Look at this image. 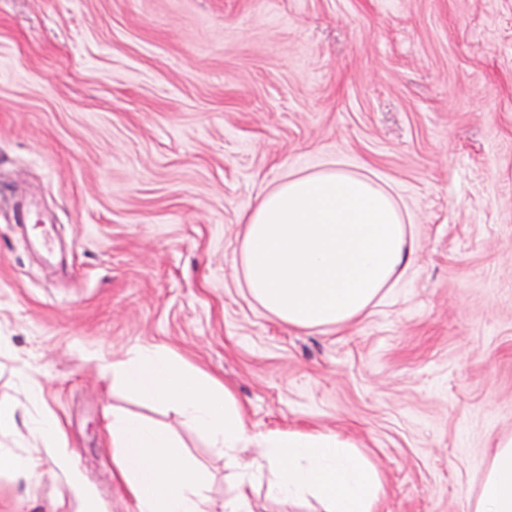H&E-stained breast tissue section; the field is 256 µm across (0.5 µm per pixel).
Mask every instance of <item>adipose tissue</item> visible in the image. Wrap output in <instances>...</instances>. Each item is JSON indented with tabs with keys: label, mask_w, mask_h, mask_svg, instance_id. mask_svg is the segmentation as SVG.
Wrapping results in <instances>:
<instances>
[{
	"label": "adipose tissue",
	"mask_w": 512,
	"mask_h": 512,
	"mask_svg": "<svg viewBox=\"0 0 512 512\" xmlns=\"http://www.w3.org/2000/svg\"><path fill=\"white\" fill-rule=\"evenodd\" d=\"M414 253L389 193L327 168L290 177L259 199L246 215L238 261L253 301L308 329L362 317L404 276ZM121 373L129 388L175 405L234 470L233 494L214 503L208 473L179 458L166 430L113 414L118 471L137 512H256L263 473L273 499L311 498L321 512H380L383 478L349 439L331 431H250L229 389L158 348L140 349ZM472 512H512V437L500 441Z\"/></svg>",
	"instance_id": "ef3b65f1"
}]
</instances>
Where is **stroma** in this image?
Here are the masks:
<instances>
[{"label": "stroma", "mask_w": 512, "mask_h": 512, "mask_svg": "<svg viewBox=\"0 0 512 512\" xmlns=\"http://www.w3.org/2000/svg\"><path fill=\"white\" fill-rule=\"evenodd\" d=\"M329 163L393 195L416 251L361 319L296 328L245 290V213ZM0 188V401L27 418L0 449L45 471L0 472V512L82 506L32 426L47 413L108 512H136L116 413L231 494L204 435L124 384L156 346L251 430L349 438L380 512H468L512 436V0H0Z\"/></svg>", "instance_id": "35a3bbf8"}]
</instances>
